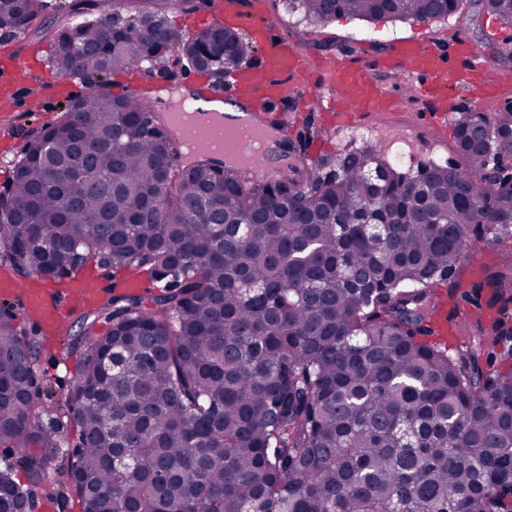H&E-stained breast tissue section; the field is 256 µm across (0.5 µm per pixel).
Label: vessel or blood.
<instances>
[{"instance_id": "1", "label": "vessel or blood", "mask_w": 512, "mask_h": 512, "mask_svg": "<svg viewBox=\"0 0 512 512\" xmlns=\"http://www.w3.org/2000/svg\"><path fill=\"white\" fill-rule=\"evenodd\" d=\"M248 33L264 48L259 72L239 81L231 98L250 103L253 109L251 129L232 132L206 126L192 128L195 155L212 157L221 147L265 173L269 170L268 157L255 148L251 132L273 128L280 137H287L289 128L278 109L280 103L292 101L301 109L324 106L338 123L347 124L383 111L392 100L377 78L374 64L355 65L346 59L329 63L310 60L287 35L264 23L253 25ZM394 53L407 73L417 80L420 93L441 99L446 98L450 88L470 83L482 69L474 50L463 42L456 45L457 55L466 60L461 68L453 66L438 48L429 45L406 42L397 46ZM323 83L331 91L330 98L317 93ZM0 295L20 296L28 313L45 329L57 333L69 315L67 302L100 299L102 290L95 279L78 276L71 280L66 290L67 299L61 302L53 300L49 289L35 284L21 285L4 278L0 280Z\"/></svg>"}]
</instances>
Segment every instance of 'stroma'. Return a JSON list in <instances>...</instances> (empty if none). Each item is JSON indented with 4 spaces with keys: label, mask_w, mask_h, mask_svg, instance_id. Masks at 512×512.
<instances>
[{
    "label": "stroma",
    "mask_w": 512,
    "mask_h": 512,
    "mask_svg": "<svg viewBox=\"0 0 512 512\" xmlns=\"http://www.w3.org/2000/svg\"><path fill=\"white\" fill-rule=\"evenodd\" d=\"M64 2L50 0L39 22L24 34L9 38L0 35V54L9 52L38 60L39 66L32 78L41 84L58 76L50 63L52 47L43 28L62 15ZM263 2L264 21L288 33L305 55L314 59L338 56L357 61L378 60L406 41L429 44L449 55L454 43L462 38L484 64L476 84L449 91L450 122L440 128L427 119L436 108L435 102L415 95L411 90L412 78L397 68L379 75L387 88L399 97L398 102L385 112L344 125L336 124L325 112H289L292 134L281 142L280 153L288 164L289 177L300 181L305 180L310 168L321 159L365 145L380 147L386 158L401 159L406 167L432 161L442 165L457 162L453 117L465 108L486 110L487 99L496 96L507 78L512 77V58L501 53V41L488 37L496 20L483 12L481 0H464L459 14L444 20L368 23L344 16L318 28L303 21L289 0ZM196 78L197 73L192 69L159 64L148 72L113 74L109 78V89L118 95L130 83L188 85ZM16 98V110L0 109V187L10 183L12 166L20 157L31 131L54 124L61 114L56 108L43 118L39 113L29 111L24 89H17ZM81 362V353L71 350L66 335H53L43 345L37 370L44 377L49 392L57 396L71 389Z\"/></svg>",
    "instance_id": "stroma-1"
}]
</instances>
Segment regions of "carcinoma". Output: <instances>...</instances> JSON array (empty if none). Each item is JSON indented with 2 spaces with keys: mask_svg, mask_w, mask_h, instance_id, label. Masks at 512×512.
I'll use <instances>...</instances> for the list:
<instances>
[{
  "mask_svg": "<svg viewBox=\"0 0 512 512\" xmlns=\"http://www.w3.org/2000/svg\"><path fill=\"white\" fill-rule=\"evenodd\" d=\"M151 2L130 16L127 0L97 16V0L68 3L50 62L92 103L67 101L15 162L0 263L38 280L91 257L144 271L156 310L115 283L77 312L85 358L55 399L30 394L39 340L0 306V446L28 476L0 470V512L42 492L55 462L84 512H512V264L449 287L448 326L464 305L498 313L453 354L434 292L477 242L512 240V178L487 176L512 163V108L461 112L450 167L403 172L370 145L304 181L183 164L107 78L164 62L222 83L248 47L229 27L183 39L167 9L193 0ZM462 2L293 0L312 26L428 22ZM483 9L512 25V0ZM43 11L0 0V30Z\"/></svg>",
  "mask_w": 512,
  "mask_h": 512,
  "instance_id": "1",
  "label": "carcinoma"
}]
</instances>
